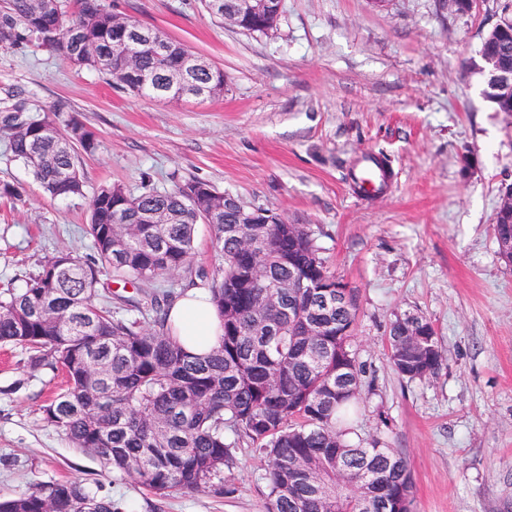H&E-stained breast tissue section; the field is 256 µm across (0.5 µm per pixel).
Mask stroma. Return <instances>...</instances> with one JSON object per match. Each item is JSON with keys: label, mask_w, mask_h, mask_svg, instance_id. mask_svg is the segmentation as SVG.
I'll use <instances>...</instances> for the list:
<instances>
[{"label": "stroma", "mask_w": 512, "mask_h": 512, "mask_svg": "<svg viewBox=\"0 0 512 512\" xmlns=\"http://www.w3.org/2000/svg\"><path fill=\"white\" fill-rule=\"evenodd\" d=\"M504 0H282L276 30L220 25L199 0H102L184 43L224 71L222 96L161 101L31 46L0 48V99L24 91L96 132L86 190L138 191L198 179L305 225L358 299L354 349L364 446L402 451L414 512H512V265L492 225L512 183V112L484 96L476 67ZM368 155L392 173L370 197L351 175ZM0 290L22 289L44 257H93L86 200L45 195L0 140ZM430 321L443 357L432 377L395 371L392 321ZM27 353L0 346V496L74 477L128 512H264V462L240 441L223 496L161 499L99 465L48 425L62 372L29 376Z\"/></svg>", "instance_id": "1"}]
</instances>
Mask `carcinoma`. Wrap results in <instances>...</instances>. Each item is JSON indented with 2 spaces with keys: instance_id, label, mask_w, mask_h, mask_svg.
<instances>
[{
  "instance_id": "obj_1",
  "label": "carcinoma",
  "mask_w": 512,
  "mask_h": 512,
  "mask_svg": "<svg viewBox=\"0 0 512 512\" xmlns=\"http://www.w3.org/2000/svg\"><path fill=\"white\" fill-rule=\"evenodd\" d=\"M226 10L237 0H221ZM203 9L224 22L213 0ZM133 24L132 40L151 31L132 17L117 18L101 0H0V46L48 48L115 85L154 99L167 96L170 75L192 51L166 39V51L137 49L130 67L127 45L116 40L117 21ZM224 72L187 73L185 87L214 98L224 94ZM0 138L53 198L85 195L83 155L96 134L72 120L61 129L44 111H31L23 91L0 108ZM251 211L235 196L197 181L159 190L143 176L132 193L103 185L92 193L87 233L95 255L82 261L66 251L47 258L20 292L0 294V344L29 353L30 375L62 370L66 388L43 407L47 424L73 448L97 458L99 476L128 477L164 498L172 493L224 494V468L247 439L264 458L268 493L264 512H414V481L406 458L393 448H366L347 439L344 424L359 402L362 369L353 387L336 395V371L356 358L353 328L358 304L338 308L317 289L336 276L301 224H265L259 237L243 223ZM163 219L150 224L146 214ZM209 219L213 244L224 260L210 274L191 266L194 226ZM124 284L153 283L177 273L208 289L224 324L212 353L189 354L172 336L171 290L150 296L148 313L119 315L97 304L101 268ZM309 288H286L290 279ZM301 296L300 319L325 331L312 336L288 321V302ZM419 324L432 348L417 349L407 331ZM350 329L345 336L336 330ZM396 372L413 381L440 369L433 325L421 316L395 319L388 331ZM0 512H122L79 479L44 482L0 499Z\"/></svg>"
}]
</instances>
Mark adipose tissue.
<instances>
[{"mask_svg": "<svg viewBox=\"0 0 512 512\" xmlns=\"http://www.w3.org/2000/svg\"><path fill=\"white\" fill-rule=\"evenodd\" d=\"M170 322L174 336L189 353L199 355L218 346L223 321L205 292L187 291L172 306Z\"/></svg>", "mask_w": 512, "mask_h": 512, "instance_id": "1", "label": "adipose tissue"}]
</instances>
